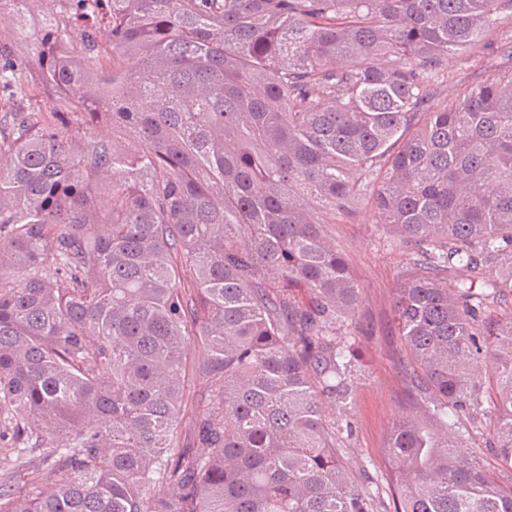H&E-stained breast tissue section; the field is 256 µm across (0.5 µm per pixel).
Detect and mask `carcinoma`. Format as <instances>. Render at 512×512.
Wrapping results in <instances>:
<instances>
[{
  "label": "carcinoma",
  "instance_id": "1",
  "mask_svg": "<svg viewBox=\"0 0 512 512\" xmlns=\"http://www.w3.org/2000/svg\"><path fill=\"white\" fill-rule=\"evenodd\" d=\"M29 2L0 0L21 35ZM44 2L31 56L0 41V442L51 465L0 512H377L326 421L363 200L433 419L391 423L385 512H512L448 416L490 373L512 465V66L430 107L512 0Z\"/></svg>",
  "mask_w": 512,
  "mask_h": 512
}]
</instances>
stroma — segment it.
Masks as SVG:
<instances>
[{
    "instance_id": "35a3bbf8",
    "label": "stroma",
    "mask_w": 512,
    "mask_h": 512,
    "mask_svg": "<svg viewBox=\"0 0 512 512\" xmlns=\"http://www.w3.org/2000/svg\"><path fill=\"white\" fill-rule=\"evenodd\" d=\"M511 34L512 21L497 23L489 40L449 56V83L479 82L503 69L507 61L492 43ZM332 231L361 286L355 317L336 326V341L353 360V398L336 415V439L346 469L385 503L391 485L386 434L393 418L406 412L405 395L411 385L394 311V290L406 270V257L391 246L368 203H361L350 223L333 225ZM455 421L471 456L501 486L512 487V468L497 455L490 414L461 412Z\"/></svg>"
}]
</instances>
